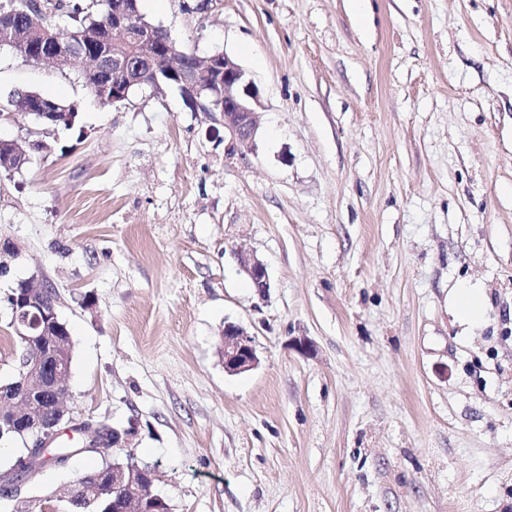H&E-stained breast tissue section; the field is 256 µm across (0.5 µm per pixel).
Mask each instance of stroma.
Listing matches in <instances>:
<instances>
[{
	"label": "stroma",
	"mask_w": 512,
	"mask_h": 512,
	"mask_svg": "<svg viewBox=\"0 0 512 512\" xmlns=\"http://www.w3.org/2000/svg\"><path fill=\"white\" fill-rule=\"evenodd\" d=\"M366 4L139 0L258 87L249 148L176 91L104 106L77 66L0 50V97L78 112L0 123L51 146L0 176V380L7 297L37 278L71 333V414L135 422L111 455L155 467L171 512H512V0ZM464 283L488 302L468 330ZM228 321L255 369L225 372ZM103 462L44 468L0 512H71L61 490ZM235 255L240 271L253 282L257 294L264 297L271 288L265 263L254 252L237 250Z\"/></svg>",
	"instance_id": "35a3bbf8"
}]
</instances>
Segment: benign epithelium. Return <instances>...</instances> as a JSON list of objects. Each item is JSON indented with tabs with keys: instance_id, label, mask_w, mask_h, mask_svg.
<instances>
[{
	"instance_id": "1",
	"label": "benign epithelium",
	"mask_w": 512,
	"mask_h": 512,
	"mask_svg": "<svg viewBox=\"0 0 512 512\" xmlns=\"http://www.w3.org/2000/svg\"><path fill=\"white\" fill-rule=\"evenodd\" d=\"M112 32L126 44L143 39L156 43L153 59L144 66L132 54L115 47L109 49L99 43L77 46L58 33L42 35L33 43L31 50L38 61L97 57L96 64L85 71L90 80V90H96L101 83L112 88L114 103L151 84L149 77L162 69L175 80L179 93L192 111L197 112L204 107V98L220 105L215 121L224 128V133L244 146L253 145L258 132L257 109L261 107V101L233 58L221 53L208 57L203 67L194 65V53L181 50L162 28L140 23L136 13L127 8L125 0H114L112 4ZM235 255L240 271L253 282L257 294L265 296L271 288L265 263L253 252L238 250ZM47 293L49 288L32 278L27 281L25 292L13 298V310L36 313L40 325L27 335L20 334L22 344L29 350L23 359L20 383L0 385V438L17 432L22 426L39 441L45 442L73 427L72 420L65 418V397L70 390L67 345L61 338L62 324L56 308L42 304ZM222 357L224 371L229 374L255 368L259 358L253 335L238 323H224ZM45 401L57 409L52 419L45 416ZM105 471L112 474L110 489L119 491L124 488L130 495L126 507L117 512H141L143 501L154 498L155 474H150V482L138 485L132 480L124 481L123 471L116 466L107 467ZM22 490L23 486L13 482L12 473L0 475V498L17 499Z\"/></svg>"
}]
</instances>
